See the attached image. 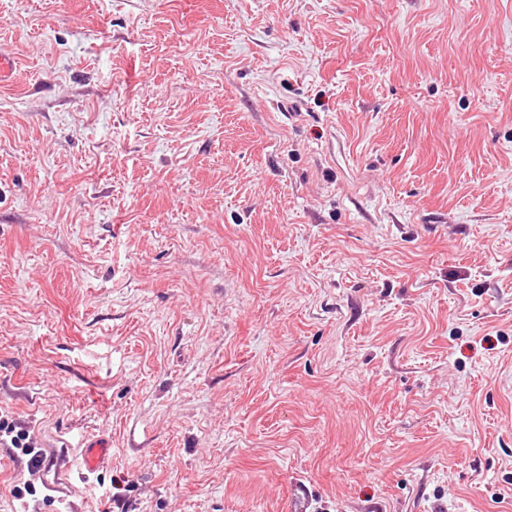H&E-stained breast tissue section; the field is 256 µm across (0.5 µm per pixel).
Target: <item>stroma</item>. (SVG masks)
Listing matches in <instances>:
<instances>
[{
    "label": "stroma",
    "instance_id": "35a3bbf8",
    "mask_svg": "<svg viewBox=\"0 0 512 512\" xmlns=\"http://www.w3.org/2000/svg\"><path fill=\"white\" fill-rule=\"evenodd\" d=\"M0 49V413L71 512H512V0H0ZM83 465L85 472L82 473L83 477L89 475L103 468L105 461L108 458L111 444L105 438L87 439L83 443Z\"/></svg>",
    "mask_w": 512,
    "mask_h": 512
}]
</instances>
